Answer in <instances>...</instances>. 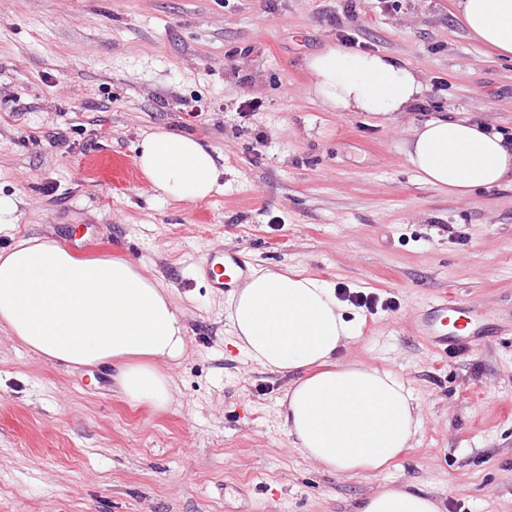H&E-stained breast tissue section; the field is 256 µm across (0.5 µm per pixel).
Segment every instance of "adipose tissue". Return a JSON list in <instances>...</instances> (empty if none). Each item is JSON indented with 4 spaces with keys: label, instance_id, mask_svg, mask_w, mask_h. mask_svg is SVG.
Wrapping results in <instances>:
<instances>
[{
    "label": "adipose tissue",
    "instance_id": "ef3b65f1",
    "mask_svg": "<svg viewBox=\"0 0 512 512\" xmlns=\"http://www.w3.org/2000/svg\"><path fill=\"white\" fill-rule=\"evenodd\" d=\"M457 8L471 38L512 59V0H458ZM307 67L311 93L332 112L390 120L425 91L419 72L390 54L333 46ZM404 156L419 182L457 196L512 179V146L465 116L412 128ZM138 162L152 189L173 201L194 203L224 189L211 148L177 132L147 135ZM224 314L241 353L291 375L279 416L307 458L356 474L410 446L421 425L412 392L392 371L340 358L360 321L345 318L332 284L299 269H260L226 299ZM0 332L68 368H115L127 400L162 409L173 391L160 364L185 355L188 328L170 292L142 266L28 237L0 251ZM356 512L441 510L429 493L399 485L363 498Z\"/></svg>",
    "mask_w": 512,
    "mask_h": 512
}]
</instances>
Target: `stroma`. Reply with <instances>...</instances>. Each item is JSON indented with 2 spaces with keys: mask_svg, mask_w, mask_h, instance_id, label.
Returning a JSON list of instances; mask_svg holds the SVG:
<instances>
[{
  "mask_svg": "<svg viewBox=\"0 0 512 512\" xmlns=\"http://www.w3.org/2000/svg\"><path fill=\"white\" fill-rule=\"evenodd\" d=\"M349 34L418 69L423 109H322L307 61ZM454 112L512 138V61L454 0H0V197L17 202L0 250L37 236L126 257L188 327L162 410L129 402L112 369L52 365L0 333V512H354L405 484L442 512H512V184L451 196L403 154L413 125ZM157 128L214 148L223 192H153L135 165ZM214 252L394 300L341 356L407 383L411 448L351 475L294 448L290 376L231 346L225 295L195 274ZM445 292L488 328L469 352L411 325Z\"/></svg>",
  "mask_w": 512,
  "mask_h": 512,
  "instance_id": "35a3bbf8",
  "label": "stroma"
}]
</instances>
